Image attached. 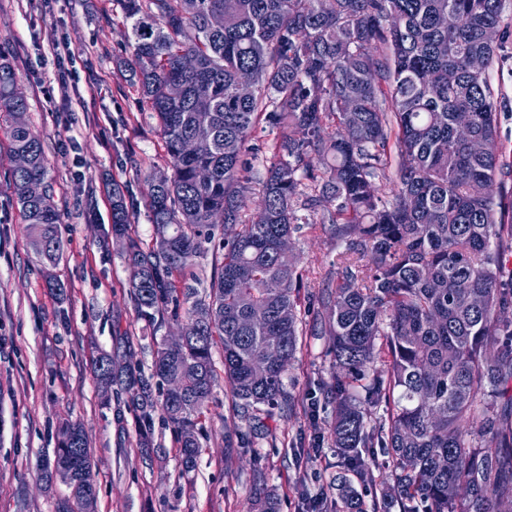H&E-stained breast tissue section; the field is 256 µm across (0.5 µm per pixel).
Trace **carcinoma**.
<instances>
[{
    "mask_svg": "<svg viewBox=\"0 0 512 512\" xmlns=\"http://www.w3.org/2000/svg\"><path fill=\"white\" fill-rule=\"evenodd\" d=\"M132 48V85L156 117L171 173L150 178L151 245L133 238L121 190L112 188V236L125 242L130 296L158 329L186 320L178 347L153 339L152 373L95 362L104 397L121 386L140 424L139 448L154 453L155 412L172 426L180 476L190 478L213 403L223 353L224 381L253 437L262 407L287 396L285 375L303 335L293 298L297 258L278 241L300 229L299 212L323 203L319 225L345 244L336 285L317 299L325 310L333 381L321 395L335 405L325 430L341 468L359 480L362 449L388 456L383 501L373 512H512V285L499 242L512 237L493 194L497 112L488 69L506 37L512 0H119ZM446 14L454 27L442 24ZM224 17V26L210 23ZM254 91L238 94L241 73ZM14 69L0 62V118L11 153L30 165L12 170L20 212L40 261L64 253L59 214L48 189L41 139L27 101L15 98ZM280 131L273 162L252 188L249 138L259 123ZM197 139L204 147L183 152ZM392 199L376 180L391 166ZM209 172L199 181L197 174ZM39 181L44 200L26 185ZM221 213L235 226L223 239L209 289L186 282ZM369 262L361 264L364 257ZM387 411L388 432L368 428ZM75 469L55 512H83L98 468L79 422L59 427L53 455L39 460L47 488L56 469ZM250 512H278L253 473ZM348 512H367L347 479L337 484Z\"/></svg>",
    "mask_w": 512,
    "mask_h": 512,
    "instance_id": "carcinoma-1",
    "label": "carcinoma"
}]
</instances>
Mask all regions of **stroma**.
<instances>
[{
  "instance_id": "1",
  "label": "stroma",
  "mask_w": 512,
  "mask_h": 512,
  "mask_svg": "<svg viewBox=\"0 0 512 512\" xmlns=\"http://www.w3.org/2000/svg\"><path fill=\"white\" fill-rule=\"evenodd\" d=\"M70 42L72 63L57 68L52 50ZM116 0H0V60L9 62L28 102L26 118L44 147L65 242L62 260L36 258L10 188L9 137L0 129V512H53L37 463L51 453L63 419L80 421L99 464L97 512H248L253 470H263L279 512H307L308 500L335 508L336 450L316 441L302 405L333 372L317 295L335 284L343 244L306 228L290 247L301 284L304 335L285 378L289 402L266 418L267 438L226 454L233 428L226 383L215 389L192 482L179 479L174 434L163 421L154 440L162 462L140 458L139 430L127 394L102 406L93 363L108 352L149 373L152 326L129 294V270L111 231L112 188L120 186L135 226L149 244L146 177L167 170L160 130L121 66L130 59ZM498 113L500 168L494 190L512 204V36L488 70ZM56 279L66 290L58 298Z\"/></svg>"
}]
</instances>
